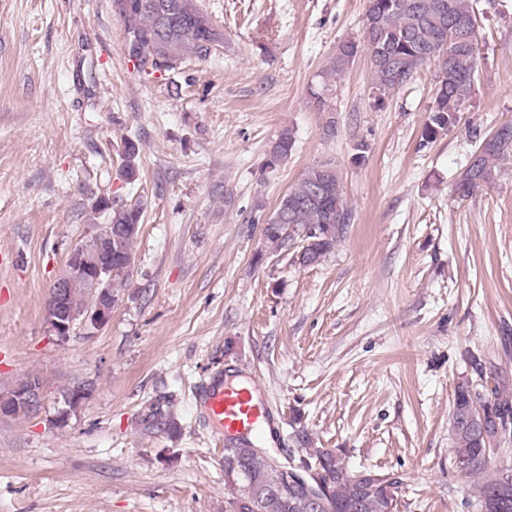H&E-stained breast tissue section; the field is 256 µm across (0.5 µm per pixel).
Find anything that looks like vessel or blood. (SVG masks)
<instances>
[{
  "label": "vessel or blood",
  "mask_w": 512,
  "mask_h": 512,
  "mask_svg": "<svg viewBox=\"0 0 512 512\" xmlns=\"http://www.w3.org/2000/svg\"><path fill=\"white\" fill-rule=\"evenodd\" d=\"M197 418L225 444L251 443L265 448L280 435L282 417L253 384L226 380L212 372L194 392Z\"/></svg>",
  "instance_id": "obj_1"
}]
</instances>
